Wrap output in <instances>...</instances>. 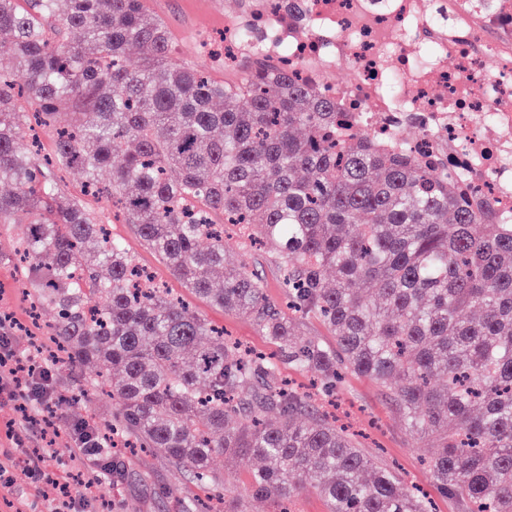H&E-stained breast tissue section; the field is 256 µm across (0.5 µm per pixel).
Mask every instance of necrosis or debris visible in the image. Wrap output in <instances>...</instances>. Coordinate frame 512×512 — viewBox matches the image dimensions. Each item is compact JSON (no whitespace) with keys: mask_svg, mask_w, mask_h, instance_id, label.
Here are the masks:
<instances>
[{"mask_svg":"<svg viewBox=\"0 0 512 512\" xmlns=\"http://www.w3.org/2000/svg\"><path fill=\"white\" fill-rule=\"evenodd\" d=\"M253 0L224 24V62L269 56L323 85L376 142L429 158L512 223V0ZM349 78L328 83L339 63Z\"/></svg>","mask_w":512,"mask_h":512,"instance_id":"1","label":"necrosis or debris"}]
</instances>
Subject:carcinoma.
Instances as JSON below:
<instances>
[{"label":"carcinoma","mask_w":512,"mask_h":512,"mask_svg":"<svg viewBox=\"0 0 512 512\" xmlns=\"http://www.w3.org/2000/svg\"><path fill=\"white\" fill-rule=\"evenodd\" d=\"M4 38L0 184L12 191L0 193V228H23L0 260L56 310L60 366H95L60 404L111 398L121 447L152 448L224 488V508L201 512H250L211 468L219 454L261 460L255 497L290 502L308 485L327 512H433L316 417L280 365L326 391L356 374L386 391L413 441L438 438L429 470L460 512H512V223L481 234L490 209L380 148L286 65L260 59L236 86L213 81L180 60L145 0H0ZM62 107L84 120L55 125ZM34 123L53 130V155H40ZM68 168L83 172V194L112 198L185 288L250 315L273 351L241 348L156 282L65 197L54 171ZM226 224L269 247L285 304L258 271L226 264ZM310 314L333 344L304 332Z\"/></svg>","instance_id":"1"}]
</instances>
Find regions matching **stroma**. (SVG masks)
Instances as JSON below:
<instances>
[{"label":"stroma","mask_w":512,"mask_h":512,"mask_svg":"<svg viewBox=\"0 0 512 512\" xmlns=\"http://www.w3.org/2000/svg\"><path fill=\"white\" fill-rule=\"evenodd\" d=\"M148 8L166 22L180 58L211 70L219 81H240L242 69H225L217 51L224 36L225 18L248 11L247 0H149ZM84 204L100 223L109 225L113 237L122 239L141 264L154 271L157 281L173 288L175 294L184 295L181 284L145 248L132 226L124 223L111 199L88 197ZM225 259L257 268L268 298L281 301L277 268L267 262L263 253L243 248L231 232L226 235ZM31 303L27 291L16 285L12 267L0 262V313L11 319L12 346L21 354L46 341L55 319L53 310L35 311ZM189 303L206 320L245 345L267 350L265 338L247 314L227 312L194 297ZM336 414L356 433L366 455L394 468L408 485L424 492L436 512H459L455 502L440 495L425 465L436 450V440L428 437L412 443L385 392L371 380L347 378L338 393ZM80 416L77 409L62 408L50 415L44 406L31 402H0V467L6 470L5 478L0 479V512H49L51 504L44 498L43 485L23 464L34 451L44 454L50 465L57 467L60 482L68 485L72 494L84 495L79 512H182L186 501L206 499V492L197 489L187 474L156 451L122 456L123 476L118 482L91 481L85 461L64 433L68 422Z\"/></svg>","instance_id":"stroma-1"}]
</instances>
